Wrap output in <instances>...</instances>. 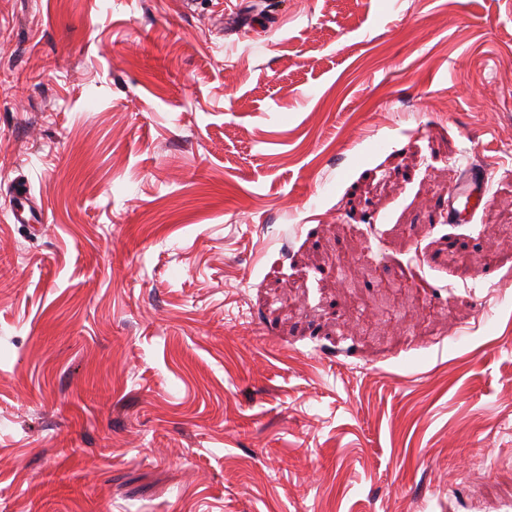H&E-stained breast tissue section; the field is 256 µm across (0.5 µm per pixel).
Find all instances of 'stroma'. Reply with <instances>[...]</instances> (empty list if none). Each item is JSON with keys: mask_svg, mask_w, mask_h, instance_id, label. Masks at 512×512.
Wrapping results in <instances>:
<instances>
[{"mask_svg": "<svg viewBox=\"0 0 512 512\" xmlns=\"http://www.w3.org/2000/svg\"><path fill=\"white\" fill-rule=\"evenodd\" d=\"M497 224L512 0H0V512H506ZM453 193L451 208L448 206V224L451 223L461 212L454 207V202L459 198H465L464 211L471 207L476 210L482 204L486 193L487 184L484 183L483 172L474 166H467L461 171L459 185ZM14 223L31 224L42 218V213L37 210L27 196H19L11 207Z\"/></svg>", "mask_w": 512, "mask_h": 512, "instance_id": "35a3bbf8", "label": "stroma"}]
</instances>
